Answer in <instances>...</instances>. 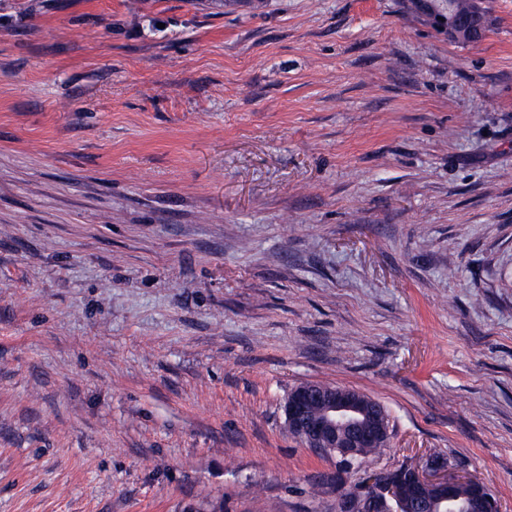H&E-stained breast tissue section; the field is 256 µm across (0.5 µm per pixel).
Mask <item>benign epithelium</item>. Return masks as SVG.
<instances>
[{"instance_id": "obj_1", "label": "benign epithelium", "mask_w": 512, "mask_h": 512, "mask_svg": "<svg viewBox=\"0 0 512 512\" xmlns=\"http://www.w3.org/2000/svg\"><path fill=\"white\" fill-rule=\"evenodd\" d=\"M440 31L455 43L476 44L484 34L483 0H468L467 9L444 20L433 16ZM288 431L308 448H333L345 460L356 449L389 441V424L382 407L364 394L345 387L302 385L284 404ZM482 487L476 477L448 474V466L427 457L412 469V478L392 482L375 475L363 490L365 512H427L426 501L445 508L458 485Z\"/></svg>"}]
</instances>
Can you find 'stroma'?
I'll use <instances>...</instances> for the list:
<instances>
[{
    "label": "stroma",
    "instance_id": "1",
    "mask_svg": "<svg viewBox=\"0 0 512 512\" xmlns=\"http://www.w3.org/2000/svg\"><path fill=\"white\" fill-rule=\"evenodd\" d=\"M0 0V512H337L442 452L512 512V0ZM364 393L337 472L283 411ZM467 3L464 12L451 14L448 9L446 18L441 15L432 16L440 31L448 37V41L476 44L482 39L486 25L483 1L468 0ZM439 17L444 18V21L439 20ZM318 384L302 385L288 394L284 404L288 431L308 448L324 452L334 448L344 460H352L356 448H361L363 459L383 454L389 441V424L382 407L356 390ZM313 401L321 404L319 419L309 412Z\"/></svg>",
    "mask_w": 512,
    "mask_h": 512
}]
</instances>
